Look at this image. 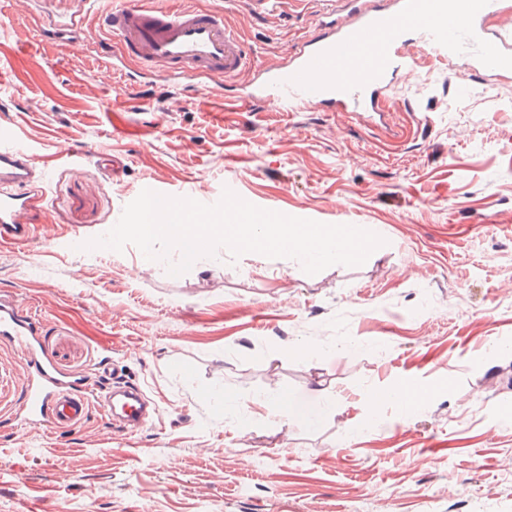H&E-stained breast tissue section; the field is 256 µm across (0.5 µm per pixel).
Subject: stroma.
Wrapping results in <instances>:
<instances>
[{
	"mask_svg": "<svg viewBox=\"0 0 512 512\" xmlns=\"http://www.w3.org/2000/svg\"><path fill=\"white\" fill-rule=\"evenodd\" d=\"M184 3L241 30L255 65L237 92L325 9L154 0ZM33 11L0 0V119L45 170L57 237L0 250V293L42 317L56 370L111 355L162 413L123 435L93 407L49 437L0 412V512H512V75L417 47L378 114L246 110L194 80L164 97L101 83L97 55L33 38ZM150 182L228 188L385 243L314 275L221 248L180 276L171 252L142 277L134 245L74 247ZM411 382L425 392L414 411L371 409Z\"/></svg>",
	"mask_w": 512,
	"mask_h": 512,
	"instance_id": "35a3bbf8",
	"label": "stroma"
}]
</instances>
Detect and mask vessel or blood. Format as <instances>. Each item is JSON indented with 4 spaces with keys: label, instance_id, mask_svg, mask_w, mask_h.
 Returning <instances> with one entry per match:
<instances>
[{
    "label": "vessel or blood",
    "instance_id": "vessel-or-blood-1",
    "mask_svg": "<svg viewBox=\"0 0 512 512\" xmlns=\"http://www.w3.org/2000/svg\"><path fill=\"white\" fill-rule=\"evenodd\" d=\"M42 2L43 38L73 46L75 15L61 12L62 0ZM79 9L99 14L110 33V41L97 47L106 60L103 78L122 79L128 90L138 78L119 77L118 63L126 58L137 60L153 82L204 77L219 86L253 64L242 37L225 25L220 12L160 10L152 0H79ZM505 9L506 0H395L390 7L360 11L345 24L322 21L319 33L297 47L287 66L262 72L241 101L286 112L318 104L377 112L394 77L413 68L417 43L451 63L467 57L472 69L512 73V39L486 29L487 19ZM36 175L33 156L18 145L11 126L0 123V249L26 246L48 223ZM42 333L38 317L11 295L0 294V342L15 346L29 364L15 421L54 435L85 420L92 401L112 419L148 418L140 389L111 385L90 395L80 381L43 363L37 355Z\"/></svg>",
    "mask_w": 512,
    "mask_h": 512
}]
</instances>
